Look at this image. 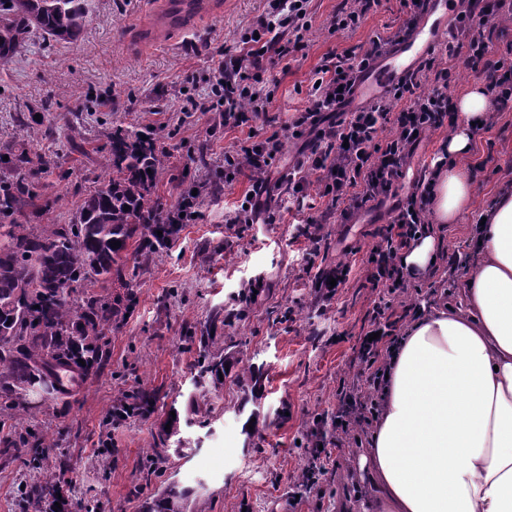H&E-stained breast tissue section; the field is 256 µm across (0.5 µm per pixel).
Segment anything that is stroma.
<instances>
[{
	"instance_id": "stroma-1",
	"label": "stroma",
	"mask_w": 512,
	"mask_h": 512,
	"mask_svg": "<svg viewBox=\"0 0 512 512\" xmlns=\"http://www.w3.org/2000/svg\"><path fill=\"white\" fill-rule=\"evenodd\" d=\"M89 21L74 41L33 38L27 49L0 68V148L24 149L47 168L39 199L25 207L20 223L33 228L69 224L83 199L106 176L112 128H151L167 161L156 195L164 208L175 205L190 184L203 185L200 217L184 225L172 249L138 269L129 283L138 296L131 315L113 325L109 357L69 404L36 412L48 434L44 466L22 461L0 464V512H23L19 489L53 475L73 512L96 504L102 512H142L164 480L195 491L207 512H365L372 487L357 471L356 447L332 448L338 467L319 474L296 506L297 490L313 450L307 437L318 418L334 419L338 391L358 366L359 339L368 329L376 297L363 269L379 241L396 197L358 212L347 224L325 225L316 257L297 239L295 212L283 208L280 191L262 196L275 223L226 224L239 198L251 190L249 177L233 188L219 186L224 149L243 139L241 130L216 131L215 112L187 111L195 78L211 71L240 34L263 14L265 0H219L188 33L168 30L165 44L143 40L155 27L165 0H90ZM396 0H383L354 31L321 34L288 64L265 75L275 99L269 119L255 123L268 135L291 121L303 105L297 87L307 86L314 69L333 50L366 44L374 33L397 25ZM110 107H103V100ZM45 113L36 136L24 124L27 109ZM457 165L474 169L476 185L469 210L447 225L450 245L470 238L481 214L512 189V112L474 136L470 153ZM347 263L351 271L329 300L313 286L316 270ZM262 279L267 291L249 305L239 296ZM245 308V317L224 328L238 345L243 364L262 366L265 379L256 402L261 436L245 444L244 416L234 403L242 394L220 386L207 398L206 420L190 415L195 390L192 354L180 348L186 328L204 329L215 314ZM156 389L155 412L115 424L112 401L137 388ZM189 424L182 429L181 453L154 457L158 425L169 408ZM155 470L144 479V468Z\"/></svg>"
}]
</instances>
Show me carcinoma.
I'll list each match as a JSON object with an SVG mask.
<instances>
[{
	"instance_id": "obj_1",
	"label": "carcinoma",
	"mask_w": 512,
	"mask_h": 512,
	"mask_svg": "<svg viewBox=\"0 0 512 512\" xmlns=\"http://www.w3.org/2000/svg\"><path fill=\"white\" fill-rule=\"evenodd\" d=\"M89 20L88 0H0V66L21 51L29 38L73 41ZM8 160H3V156ZM163 156L153 133L117 127L112 130L109 175L84 199L72 224H54L35 233L15 222L33 204L35 179L43 163L27 152L0 150V166L19 171L0 181V455L26 458L39 469L42 427L18 426L49 401L72 395L107 360L113 324L132 313L137 295L125 280L128 258L140 268L169 249L182 229L171 212L155 199V181ZM162 234H157V231ZM121 242L114 249L111 243ZM123 291L105 297L95 288L109 282ZM82 289L74 300L72 294ZM244 310L214 316L209 327L182 336L183 349L195 351L193 370L200 387L230 380L250 393L238 413L262 389V367L240 366L231 346L217 342L211 331ZM156 394L148 388L125 392L112 405V421L154 413ZM180 418L167 417L153 449L167 447ZM53 478L25 487L21 501L36 509L59 501ZM193 492L173 482L147 503L146 512H187Z\"/></svg>"
}]
</instances>
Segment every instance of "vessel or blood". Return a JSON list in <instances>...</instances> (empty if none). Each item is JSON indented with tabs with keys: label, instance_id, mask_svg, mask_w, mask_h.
Instances as JSON below:
<instances>
[{
	"label": "vessel or blood",
	"instance_id": "vessel-or-blood-1",
	"mask_svg": "<svg viewBox=\"0 0 512 512\" xmlns=\"http://www.w3.org/2000/svg\"><path fill=\"white\" fill-rule=\"evenodd\" d=\"M449 12V0H430L428 11L420 19L412 37L395 45L371 69L363 73L355 90L356 96L366 99L374 97L414 69L440 34L439 17Z\"/></svg>",
	"mask_w": 512,
	"mask_h": 512
}]
</instances>
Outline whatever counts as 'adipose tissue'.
<instances>
[{"instance_id": "1", "label": "adipose tissue", "mask_w": 512, "mask_h": 512, "mask_svg": "<svg viewBox=\"0 0 512 512\" xmlns=\"http://www.w3.org/2000/svg\"><path fill=\"white\" fill-rule=\"evenodd\" d=\"M488 106L480 86L456 100L449 158L470 152ZM474 188L473 173L442 170L436 222L455 223ZM485 217L462 307L429 308L393 354L381 416L359 456L378 512H512V191Z\"/></svg>"}]
</instances>
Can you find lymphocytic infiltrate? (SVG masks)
Returning a JSON list of instances; mask_svg holds the SVG:
<instances>
[{
	"instance_id": "1",
	"label": "lymphocytic infiltrate",
	"mask_w": 512,
	"mask_h": 512,
	"mask_svg": "<svg viewBox=\"0 0 512 512\" xmlns=\"http://www.w3.org/2000/svg\"><path fill=\"white\" fill-rule=\"evenodd\" d=\"M311 0H267L265 13L246 30L224 59L204 75L208 92L193 109L217 112L227 129L246 130L244 142L224 151V185L233 187L250 173L253 188L231 218L235 224L255 223L261 196L274 175L288 138L303 146L279 186L289 206L306 210L310 184H317L323 208L309 213L301 234L319 231L324 224H344L369 203L392 195L404 179L414 153L448 115V89L455 80L442 59H462L482 78L493 111H512V41L501 42L497 27L512 22V0H467L438 41L412 71L379 96L350 108L359 74L373 66L391 45L407 40L428 9L429 0H397L400 24L374 34L367 46L330 52L318 65L306 102L286 124L284 132L260 135L252 122L273 103L264 75L268 68L288 61L316 34ZM438 156L412 183L390 211V220L366 262L365 281L377 291L370 311L369 335L360 338V365L339 390L343 409L336 418L339 444L359 441L376 420L392 351L402 338L405 315L418 312L410 299L415 273L403 258L416 242L432 233L431 194L437 169L447 166Z\"/></svg>"
}]
</instances>
